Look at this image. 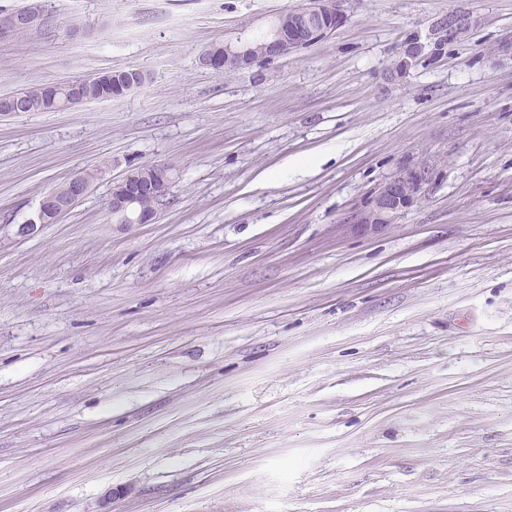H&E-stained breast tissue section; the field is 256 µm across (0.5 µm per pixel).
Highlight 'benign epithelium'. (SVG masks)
<instances>
[{
	"mask_svg": "<svg viewBox=\"0 0 512 512\" xmlns=\"http://www.w3.org/2000/svg\"><path fill=\"white\" fill-rule=\"evenodd\" d=\"M343 20L341 11L336 7V0H315L313 5L300 12L281 14L272 28L273 41L266 58L286 57L315 44L334 33ZM47 23L48 15L39 4L33 3L7 16H0V32L7 34L22 27L33 29ZM479 24L480 20L468 13H450L436 20L428 36L423 38L414 34L405 40L393 74L404 75L419 61L440 55L448 42L459 39ZM259 60L261 57L252 52L247 42L225 44L222 57L217 56L214 50L207 49L199 58L201 65L224 72L246 68ZM423 182L422 173L413 169L401 171L381 185L369 203L356 213L353 224L365 233L378 231L419 199ZM170 185L169 169L160 164L143 167L113 185L107 203L112 223H149L156 215V208L144 205L142 197L147 195L160 201L168 194ZM90 188L91 184L84 180L82 174L74 175L68 180V199H59L54 189L48 191L40 200L34 215L27 220V225L34 227L59 221Z\"/></svg>",
	"mask_w": 512,
	"mask_h": 512,
	"instance_id": "7a95c632",
	"label": "benign epithelium"
}]
</instances>
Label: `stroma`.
<instances>
[{"instance_id":"stroma-1","label":"stroma","mask_w":512,"mask_h":512,"mask_svg":"<svg viewBox=\"0 0 512 512\" xmlns=\"http://www.w3.org/2000/svg\"><path fill=\"white\" fill-rule=\"evenodd\" d=\"M40 2L0 96L146 81L0 115V512H512V0H340L334 34L229 74L200 53L311 0ZM458 10L480 26L392 76ZM152 164L153 222L112 223ZM407 168L421 197L358 231ZM129 71H107L92 77L78 79L63 84H42L20 89L6 96L16 105L17 112H55L66 105L70 91L75 86L84 87V102L96 101L126 95L141 86V83L120 82V87L112 81V76ZM171 185L169 169L160 164L139 169L135 174L113 185L107 212L115 224H147L156 215V208L142 203V196L156 201L168 194ZM66 183L57 187L60 197H65L68 193V199L64 202L58 198L56 189L48 191L40 200L39 206L34 215L26 222L27 227H34L37 224H48L57 222L63 218L90 190L92 183L84 180L83 174H76Z\"/></svg>"}]
</instances>
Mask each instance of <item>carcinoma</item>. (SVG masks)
<instances>
[{"mask_svg":"<svg viewBox=\"0 0 512 512\" xmlns=\"http://www.w3.org/2000/svg\"><path fill=\"white\" fill-rule=\"evenodd\" d=\"M113 71L96 74L63 84H42L20 89L9 95L19 112H55L66 105L75 86L84 88L85 101L91 102L126 95L140 87L138 83L112 81Z\"/></svg>","mask_w":512,"mask_h":512,"instance_id":"cac0c4a2","label":"carcinoma"}]
</instances>
